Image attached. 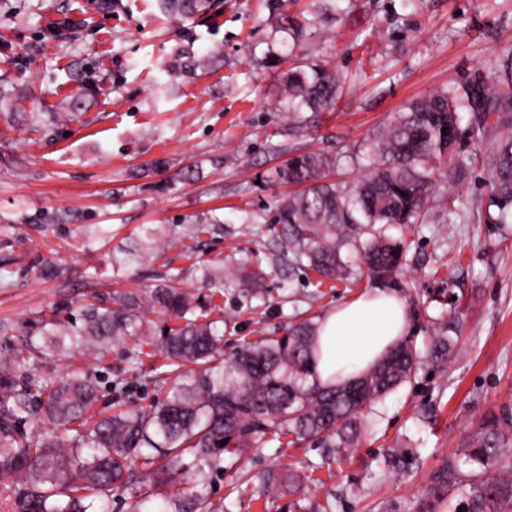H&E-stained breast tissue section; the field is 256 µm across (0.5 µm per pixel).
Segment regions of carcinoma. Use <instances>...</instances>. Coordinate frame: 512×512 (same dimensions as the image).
Returning <instances> with one entry per match:
<instances>
[{
	"label": "carcinoma",
	"instance_id": "obj_1",
	"mask_svg": "<svg viewBox=\"0 0 512 512\" xmlns=\"http://www.w3.org/2000/svg\"><path fill=\"white\" fill-rule=\"evenodd\" d=\"M215 0H162L172 14L207 11ZM286 107L297 126L302 114L329 112L345 78L318 65L292 63L282 71ZM375 159L370 175L353 184L331 180L339 159L328 152L288 151L275 178L299 190L277 202L269 223L281 225L278 240L289 262L310 268L326 281L349 280L356 272L375 284L402 287L398 280L406 247L386 234L394 225L427 224L432 203L458 213V198L435 175L446 169L448 182L462 184L482 168L488 199L487 224L512 223V49L481 63L458 85L409 104L361 143ZM156 229L127 251L125 263L152 255ZM255 252L235 276L254 290L265 273ZM448 305L447 317L431 329L428 359L441 366L454 352L463 298L436 289ZM156 307L175 325L161 333L160 350L189 382L171 387L149 411L95 410L99 391L93 374L73 367L66 376L36 374L32 355L42 360L71 358L92 346L103 351L112 340L152 335L143 313V292L126 290L94 296L80 319L64 325L41 321L34 335L41 344L17 348L0 362V498L7 512H109L136 481L150 480L132 512H151V498L193 457L198 472L224 471V454L238 456L252 445L290 436L329 451L339 464L364 436L365 412L415 380L422 363L415 333L409 332L381 364L345 385L321 386L311 380L316 322L288 325L284 335L246 341L223 359L224 332L210 319L211 297H195L169 278L149 287ZM227 440L225 445L220 441ZM417 449L384 456L383 466L404 471ZM468 467L469 473L461 467ZM305 475L273 471L267 489L297 495ZM460 512H512V403L483 413L453 459L433 476L419 512L436 506Z\"/></svg>",
	"mask_w": 512,
	"mask_h": 512
}]
</instances>
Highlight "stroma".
Wrapping results in <instances>:
<instances>
[{"mask_svg": "<svg viewBox=\"0 0 512 512\" xmlns=\"http://www.w3.org/2000/svg\"><path fill=\"white\" fill-rule=\"evenodd\" d=\"M309 23L292 45L289 19ZM512 46V0H224L201 20L165 15L159 0H0V361L35 322L77 317L92 293L142 288L161 278L197 287L201 265L224 272L218 317L225 357L243 342L283 335L298 318L322 315L368 290V281L316 287L315 274L289 268L277 236L252 235L287 185L274 181L282 152L357 153L364 138L410 102L448 88ZM213 53L210 69L187 75L172 64L184 50ZM295 50L306 64L333 68L346 84L335 112L300 132L280 102ZM165 171L140 175L157 159ZM197 166V180L182 177ZM469 211L451 224L440 209L406 238L402 281L425 287L456 275L464 290L462 329L441 368L424 364L367 415L368 433L345 463L322 449L269 442L225 457L221 473L195 482L173 477L168 512H287L264 490L272 469L313 470L309 504L333 512H414L434 470L453 457L482 412L512 401V224L491 229L477 206L486 174L458 189ZM207 225L197 235L195 225ZM158 228L162 248L141 265L123 248L141 226ZM194 247L200 266L184 256ZM258 252L267 274L261 296L239 283L238 262ZM53 260L57 275L40 267ZM136 344L119 338L103 359L44 362L43 373L93 369L99 410L149 408L172 383L162 355L133 363ZM415 448L408 472L383 468L391 450Z\"/></svg>", "mask_w": 512, "mask_h": 512, "instance_id": "stroma-1", "label": "stroma"}]
</instances>
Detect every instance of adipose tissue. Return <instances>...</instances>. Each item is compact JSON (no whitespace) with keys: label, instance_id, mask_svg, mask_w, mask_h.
<instances>
[{"label":"adipose tissue","instance_id":"obj_1","mask_svg":"<svg viewBox=\"0 0 512 512\" xmlns=\"http://www.w3.org/2000/svg\"><path fill=\"white\" fill-rule=\"evenodd\" d=\"M410 328L408 302L394 288H372L337 304L317 323V381L333 385L361 376L384 359Z\"/></svg>","mask_w":512,"mask_h":512}]
</instances>
